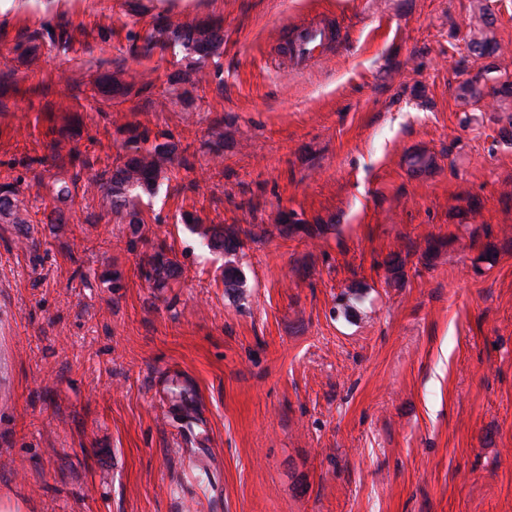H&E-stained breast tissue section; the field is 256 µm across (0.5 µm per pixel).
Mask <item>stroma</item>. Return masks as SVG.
Here are the masks:
<instances>
[{
	"label": "stroma",
	"mask_w": 512,
	"mask_h": 512,
	"mask_svg": "<svg viewBox=\"0 0 512 512\" xmlns=\"http://www.w3.org/2000/svg\"><path fill=\"white\" fill-rule=\"evenodd\" d=\"M160 16L221 23L223 54H137ZM318 17L338 42L283 64ZM1 74L32 221L0 223V512H512V0H10ZM123 124L178 146L135 231L97 181ZM184 211L244 231L243 295ZM166 250L165 244H160L147 261V277L155 288H165L170 280L179 276V266L167 256Z\"/></svg>",
	"instance_id": "stroma-1"
}]
</instances>
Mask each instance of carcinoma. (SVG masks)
<instances>
[{
    "instance_id": "carcinoma-1",
    "label": "carcinoma",
    "mask_w": 512,
    "mask_h": 512,
    "mask_svg": "<svg viewBox=\"0 0 512 512\" xmlns=\"http://www.w3.org/2000/svg\"><path fill=\"white\" fill-rule=\"evenodd\" d=\"M142 41L143 56H150L156 50L164 52L170 48L181 47L202 63L223 54L224 29L216 22L173 24L160 17L142 37ZM130 89L131 84L114 75L105 77L100 85L103 94L112 96H124ZM147 140V132L136 128L128 129V137L122 145L124 154L116 158V165L101 185L105 206L117 224H128L136 228L145 223L141 207L143 197H151L157 193L161 180L166 178L167 171L174 162L176 144L156 141L151 148L144 149L140 143ZM0 222L30 223L29 211L19 199L17 188L11 183L0 184ZM201 235L211 251L224 255V292L240 293L246 287L245 276L235 265V256L242 248L240 231L215 224L202 231ZM147 264L148 280L156 288L166 287L169 281L179 276V266L167 256L166 246L163 244L157 247Z\"/></svg>"
}]
</instances>
